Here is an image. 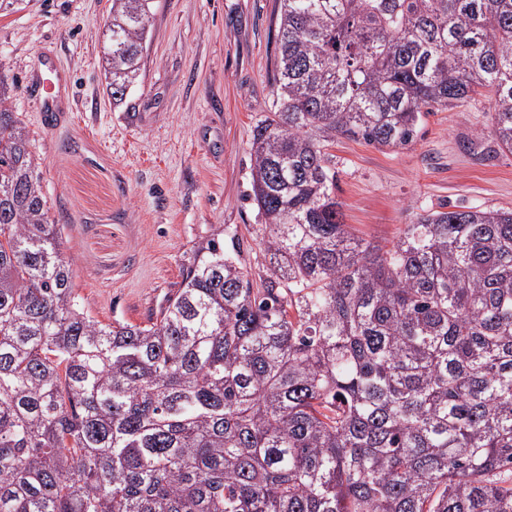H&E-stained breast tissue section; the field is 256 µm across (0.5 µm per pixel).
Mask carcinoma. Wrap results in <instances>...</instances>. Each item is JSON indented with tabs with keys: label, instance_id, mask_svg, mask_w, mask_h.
<instances>
[{
	"label": "carcinoma",
	"instance_id": "carcinoma-1",
	"mask_svg": "<svg viewBox=\"0 0 512 512\" xmlns=\"http://www.w3.org/2000/svg\"><path fill=\"white\" fill-rule=\"evenodd\" d=\"M154 0H112V100ZM253 129L268 265L198 243L148 324L81 306L0 77V512H512V211L351 234L325 152L484 92L512 153V0H280Z\"/></svg>",
	"mask_w": 512,
	"mask_h": 512
}]
</instances>
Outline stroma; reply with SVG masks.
<instances>
[{
    "instance_id": "1",
    "label": "stroma",
    "mask_w": 512,
    "mask_h": 512,
    "mask_svg": "<svg viewBox=\"0 0 512 512\" xmlns=\"http://www.w3.org/2000/svg\"><path fill=\"white\" fill-rule=\"evenodd\" d=\"M112 0H0V73L28 131L73 282L96 320L146 325L179 287L195 243L228 228L250 273L263 258L251 192L256 123L274 110L280 0H156L146 67L122 103L104 79ZM60 69L53 107L33 79ZM495 102L427 114L414 142L337 139L336 197L356 235L392 242L429 209L512 210V154Z\"/></svg>"
}]
</instances>
